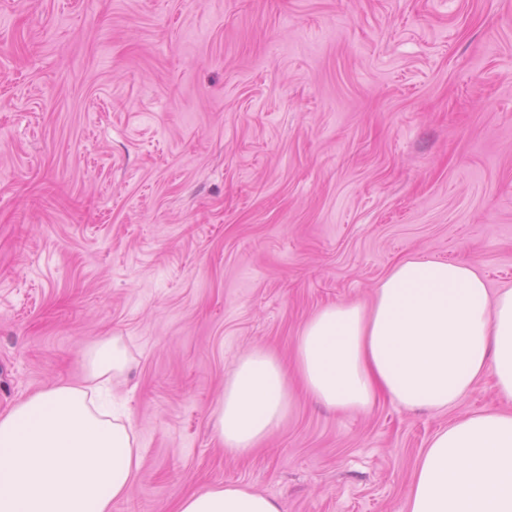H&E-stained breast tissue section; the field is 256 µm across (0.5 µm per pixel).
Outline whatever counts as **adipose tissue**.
I'll list each match as a JSON object with an SVG mask.
<instances>
[{"label": "adipose tissue", "mask_w": 512, "mask_h": 512, "mask_svg": "<svg viewBox=\"0 0 512 512\" xmlns=\"http://www.w3.org/2000/svg\"><path fill=\"white\" fill-rule=\"evenodd\" d=\"M301 391L366 413L378 394L410 410L454 406L484 377L512 403V288L489 292L475 262L425 254L396 262L371 305L336 303L303 326L294 349ZM86 385L60 384L0 413V512H112L140 467L131 417L114 416L100 390L130 366L121 337L85 355ZM274 355L242 356L217 401L225 451L249 453L295 405ZM176 512H282L280 502L227 485L184 496ZM407 512H512V413L453 422L418 460Z\"/></svg>", "instance_id": "ef3b65f1"}]
</instances>
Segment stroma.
<instances>
[{"instance_id": "obj_1", "label": "stroma", "mask_w": 512, "mask_h": 512, "mask_svg": "<svg viewBox=\"0 0 512 512\" xmlns=\"http://www.w3.org/2000/svg\"><path fill=\"white\" fill-rule=\"evenodd\" d=\"M415 253L512 287V0H0V412L122 337L141 464L112 512L224 484L406 512L491 378L442 411L301 399L247 456L211 417L242 355L290 358Z\"/></svg>"}]
</instances>
